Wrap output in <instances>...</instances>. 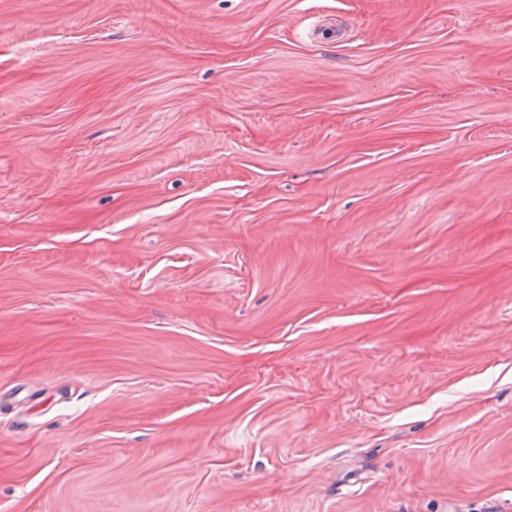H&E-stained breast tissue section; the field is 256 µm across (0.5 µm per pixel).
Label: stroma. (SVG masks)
<instances>
[{
    "label": "stroma",
    "mask_w": 512,
    "mask_h": 512,
    "mask_svg": "<svg viewBox=\"0 0 512 512\" xmlns=\"http://www.w3.org/2000/svg\"><path fill=\"white\" fill-rule=\"evenodd\" d=\"M0 512H512V0H0Z\"/></svg>",
    "instance_id": "1"
}]
</instances>
